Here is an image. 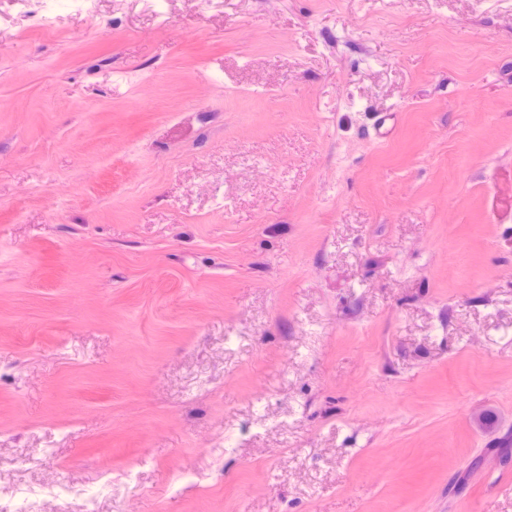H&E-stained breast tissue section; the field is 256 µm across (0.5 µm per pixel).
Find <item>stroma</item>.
<instances>
[{
	"instance_id": "35a3bbf8",
	"label": "stroma",
	"mask_w": 512,
	"mask_h": 512,
	"mask_svg": "<svg viewBox=\"0 0 512 512\" xmlns=\"http://www.w3.org/2000/svg\"><path fill=\"white\" fill-rule=\"evenodd\" d=\"M44 486L512 512V0H0V500ZM26 8V13L43 22L51 18L68 14L77 10L92 12V4L95 0H18ZM30 8V10H28Z\"/></svg>"
}]
</instances>
